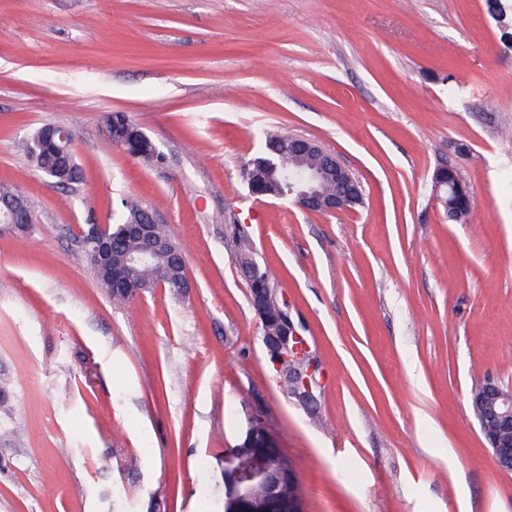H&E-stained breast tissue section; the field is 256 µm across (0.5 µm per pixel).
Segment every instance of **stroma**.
<instances>
[{
  "instance_id": "stroma-1",
  "label": "stroma",
  "mask_w": 512,
  "mask_h": 512,
  "mask_svg": "<svg viewBox=\"0 0 512 512\" xmlns=\"http://www.w3.org/2000/svg\"><path fill=\"white\" fill-rule=\"evenodd\" d=\"M126 113L161 151L99 135ZM73 130L81 179L27 152ZM512 49L485 0H0V512H224V454L261 412L305 512H512L471 392L512 387ZM271 130L359 182L342 215L254 196ZM457 170L474 208L433 187ZM133 196L181 244L190 288L115 303L78 240ZM301 323L317 404L288 396L234 225ZM440 170H448V172H452L454 175H456V173L452 169L441 168L438 171H440ZM454 175H452V174L446 175L441 180V182L438 183V185H439V187H441L444 184V182L447 183V187L443 186L442 190H443V196L445 197V199H448V207L445 206V208L448 210V217L451 220L464 221L467 218V216L469 215L471 210H467L460 205H453L452 204L453 201H451L452 194L448 197V184L451 187L455 186V184H456ZM457 180H458V185L456 188V197H458V199H457L456 203L461 202V203H468L469 205H471V202H472L471 196H470L471 194H470L468 188L462 183V181L458 178V176H457ZM446 190H447V194L445 192ZM26 196L19 191H14L13 197L0 199V221L1 229H17L16 225L26 221V214L22 200Z\"/></svg>"
}]
</instances>
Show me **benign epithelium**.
<instances>
[{"instance_id": "obj_1", "label": "benign epithelium", "mask_w": 512, "mask_h": 512, "mask_svg": "<svg viewBox=\"0 0 512 512\" xmlns=\"http://www.w3.org/2000/svg\"><path fill=\"white\" fill-rule=\"evenodd\" d=\"M125 129V153L139 159L145 151H155L153 142L137 127L125 125L121 116L109 113L101 125V134L108 138L118 129ZM73 134L70 129L47 124L35 137L33 154L51 152L63 159L66 169L74 167L72 151ZM336 173V192L321 197L314 187L316 175L307 176L305 188L296 193L295 203L313 212L342 213L349 210L351 195L361 193V187L352 174L332 154H327ZM25 195L19 191L0 199V226L13 230L26 221L23 206ZM131 235L139 243V251L132 260L145 262L157 254L171 249L170 240L159 237L153 217L130 226ZM82 246L89 265L97 271H106L104 287L113 293L132 297L142 294V289L119 274L112 273V238L106 228L92 224L83 233ZM281 335L263 337L269 361L278 375H283V363L293 357L300 360L295 370L288 371L286 385L289 394L301 404L314 405L317 384V363L309 351L301 329L286 312L278 314ZM479 430L487 443L500 471L512 472V389L500 386L492 379L481 384L480 396L474 402ZM248 448L252 454L244 458L237 448L224 455V512H305L298 475L280 448L264 419L250 416L245 435L238 448Z\"/></svg>"}]
</instances>
